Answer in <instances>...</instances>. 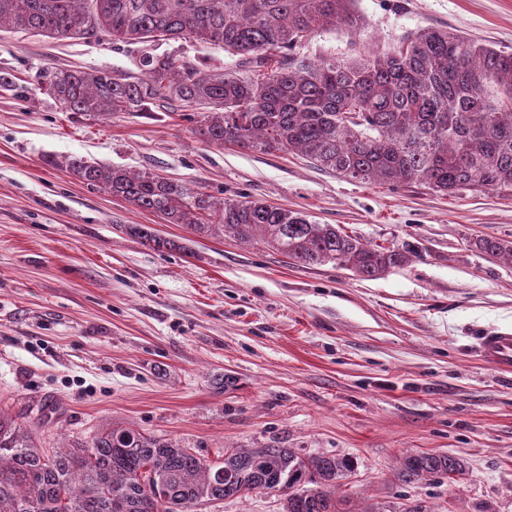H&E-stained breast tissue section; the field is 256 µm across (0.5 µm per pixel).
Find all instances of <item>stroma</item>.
I'll list each match as a JSON object with an SVG mask.
<instances>
[{
  "label": "stroma",
  "mask_w": 512,
  "mask_h": 512,
  "mask_svg": "<svg viewBox=\"0 0 512 512\" xmlns=\"http://www.w3.org/2000/svg\"><path fill=\"white\" fill-rule=\"evenodd\" d=\"M355 9L360 35L331 28L303 54L386 52L427 27L512 52V0ZM148 51L245 67L188 39L147 47L0 28V70L29 83L0 91V409L45 448L123 426L212 461L227 447L346 456L355 470L336 493L358 512H512V374L486 365L474 341L512 327V263L474 246L512 239V196L346 180L285 152L212 145L199 117L176 108L93 117L31 83L46 67L135 75ZM51 155L298 210L410 259L373 280L293 265L90 188ZM132 224L187 253L144 245ZM225 376L233 384L219 388ZM423 451L461 458L458 482H399L402 460Z\"/></svg>",
  "instance_id": "stroma-1"
}]
</instances>
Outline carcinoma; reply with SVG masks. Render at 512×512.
<instances>
[{"instance_id":"obj_1","label":"carcinoma","mask_w":512,"mask_h":512,"mask_svg":"<svg viewBox=\"0 0 512 512\" xmlns=\"http://www.w3.org/2000/svg\"><path fill=\"white\" fill-rule=\"evenodd\" d=\"M3 25L57 39H189L252 55L259 65L280 57L258 75L150 53L140 59L141 77L96 68L40 73V89L68 112L110 117L163 101L203 111L201 132L219 147L292 153L346 179L512 195V52L477 39L431 27L392 53L362 48L339 61L294 54L321 29L360 28L353 0H0ZM48 163L169 224L259 244L291 264L331 263L372 280L409 260L404 248L365 244L338 225L260 199L217 202L154 173L83 157ZM131 231L158 250L183 249L143 224ZM473 245L512 261V240ZM353 470L349 457H302L289 448H226L213 463L131 427L49 453L0 411V512H191L284 490L283 512H351L335 490ZM461 473L459 458L422 452L404 459L397 480L453 483Z\"/></svg>"}]
</instances>
